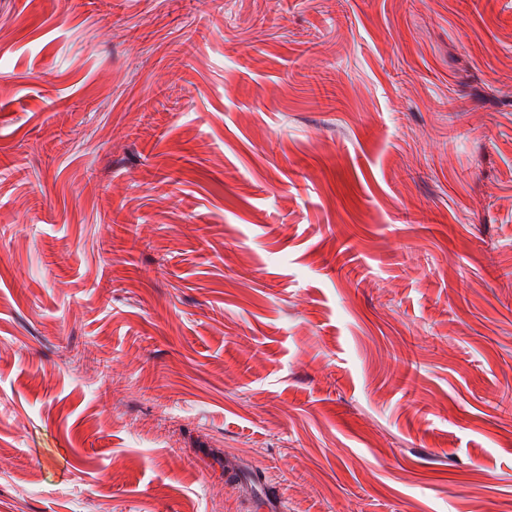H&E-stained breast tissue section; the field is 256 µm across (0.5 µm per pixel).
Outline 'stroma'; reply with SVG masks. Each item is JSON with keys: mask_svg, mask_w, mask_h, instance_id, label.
Wrapping results in <instances>:
<instances>
[{"mask_svg": "<svg viewBox=\"0 0 512 512\" xmlns=\"http://www.w3.org/2000/svg\"><path fill=\"white\" fill-rule=\"evenodd\" d=\"M512 512V0H0V512ZM235 485L249 494H254L259 500V510L263 512H284L285 503L282 501L278 488L268 480L266 484L253 481L243 472L237 470L234 474Z\"/></svg>", "mask_w": 512, "mask_h": 512, "instance_id": "stroma-1", "label": "stroma"}]
</instances>
